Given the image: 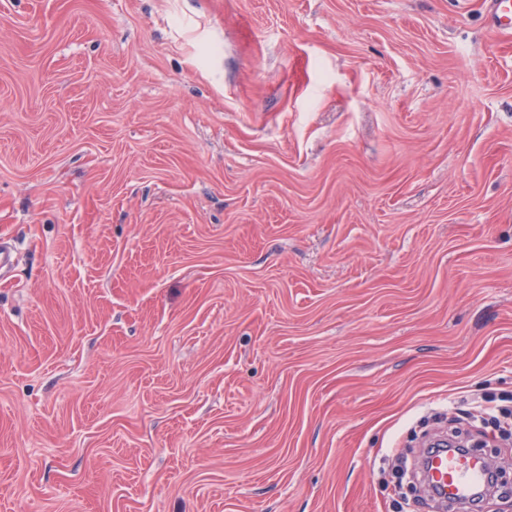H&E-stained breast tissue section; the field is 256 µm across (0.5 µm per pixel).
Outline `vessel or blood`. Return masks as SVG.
Returning <instances> with one entry per match:
<instances>
[{
    "label": "vessel or blood",
    "mask_w": 512,
    "mask_h": 512,
    "mask_svg": "<svg viewBox=\"0 0 512 512\" xmlns=\"http://www.w3.org/2000/svg\"><path fill=\"white\" fill-rule=\"evenodd\" d=\"M493 25L512 30V0H487ZM489 464L475 451L448 449L431 455L423 480L427 493L442 492L456 503L468 502L482 484Z\"/></svg>",
    "instance_id": "b4317fda"
}]
</instances>
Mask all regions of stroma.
I'll use <instances>...</instances> for the list:
<instances>
[{
    "label": "stroma",
    "instance_id": "obj_1",
    "mask_svg": "<svg viewBox=\"0 0 512 512\" xmlns=\"http://www.w3.org/2000/svg\"><path fill=\"white\" fill-rule=\"evenodd\" d=\"M0 512H399L512 408L486 0H0ZM494 401L484 396L475 394L471 398L472 411L468 413L469 419L484 421L487 417L494 418L498 426L507 435H512V411L511 409L502 408L498 405H493ZM499 415L502 419H500Z\"/></svg>",
    "mask_w": 512,
    "mask_h": 512
}]
</instances>
